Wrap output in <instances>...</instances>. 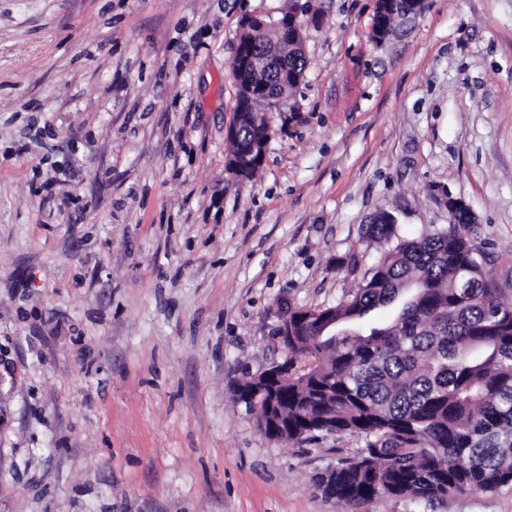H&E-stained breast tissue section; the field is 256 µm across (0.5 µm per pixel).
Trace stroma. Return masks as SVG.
Here are the masks:
<instances>
[{"mask_svg":"<svg viewBox=\"0 0 512 512\" xmlns=\"http://www.w3.org/2000/svg\"><path fill=\"white\" fill-rule=\"evenodd\" d=\"M297 0H0V512H354L316 487L364 446L269 439L235 388L279 303L345 299L382 245L476 221L512 303V0H310L307 68L226 170L246 18ZM355 512H512V484ZM379 8L373 18L372 33L376 40L382 41L391 33V24L398 14L395 0H378ZM269 138L261 137L255 140L248 151L240 156L229 155L227 168L236 179V183L243 184L250 176L255 166H262L266 156Z\"/></svg>","mask_w":512,"mask_h":512,"instance_id":"1","label":"stroma"}]
</instances>
